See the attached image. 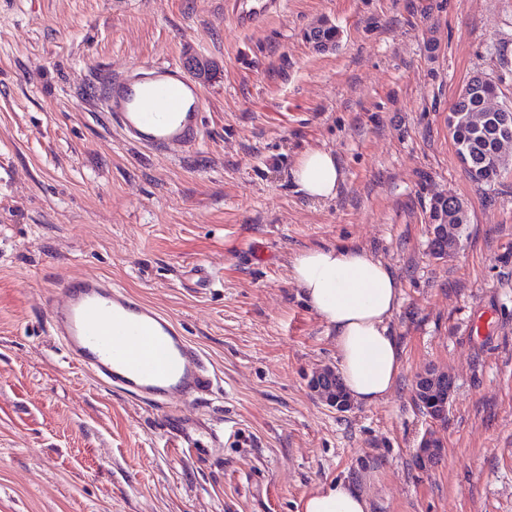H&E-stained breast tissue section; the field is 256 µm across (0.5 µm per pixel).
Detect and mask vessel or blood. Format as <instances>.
Instances as JSON below:
<instances>
[{
  "label": "vessel or blood",
  "mask_w": 512,
  "mask_h": 512,
  "mask_svg": "<svg viewBox=\"0 0 512 512\" xmlns=\"http://www.w3.org/2000/svg\"><path fill=\"white\" fill-rule=\"evenodd\" d=\"M281 6L282 0H232L231 17L250 30ZM82 104L106 113L126 141L154 154L182 155L204 132L202 86L176 63L101 71ZM63 294L49 305L48 328L72 366L164 411L166 438L183 454L223 447L222 418L188 419L167 410L171 398L200 400L214 386L203 353L170 317L97 277L69 280Z\"/></svg>",
  "instance_id": "b4317fda"
}]
</instances>
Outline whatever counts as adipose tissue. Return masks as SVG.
Instances as JSON below:
<instances>
[{"instance_id": "1", "label": "adipose tissue", "mask_w": 512, "mask_h": 512, "mask_svg": "<svg viewBox=\"0 0 512 512\" xmlns=\"http://www.w3.org/2000/svg\"><path fill=\"white\" fill-rule=\"evenodd\" d=\"M315 202L336 197L343 171L335 154L303 153L292 171ZM291 278L309 306L326 322L343 386L354 403L374 405L398 386L403 346L393 329L401 303L395 270L363 245L315 246L291 260ZM363 479L341 480L312 492L302 512H371Z\"/></svg>"}]
</instances>
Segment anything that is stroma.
I'll use <instances>...</instances> for the list:
<instances>
[{
	"label": "stroma",
	"mask_w": 512,
	"mask_h": 512,
	"mask_svg": "<svg viewBox=\"0 0 512 512\" xmlns=\"http://www.w3.org/2000/svg\"><path fill=\"white\" fill-rule=\"evenodd\" d=\"M225 0H0V512H298L365 475L373 512H512V170L464 172L448 113L481 75L512 103V0H284L243 32ZM328 23L339 45L317 50ZM207 64L204 136L173 158L127 144L77 88L103 69ZM333 152L336 198L290 171ZM461 199L457 252L429 255L430 207ZM366 246L397 272L398 388L340 413L308 388L336 364L290 258ZM208 270L207 288L186 283ZM98 276L170 316L221 383L175 412L224 417L180 458L161 414L71 368L45 327L66 281ZM488 326L473 333L471 323ZM451 372L438 464L416 373Z\"/></svg>",
	"instance_id": "35a3bbf8"
}]
</instances>
